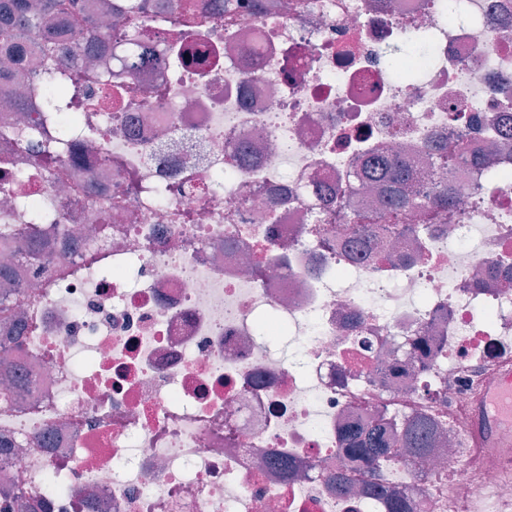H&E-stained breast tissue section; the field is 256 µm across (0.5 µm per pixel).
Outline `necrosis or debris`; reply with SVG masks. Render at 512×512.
Returning a JSON list of instances; mask_svg holds the SVG:
<instances>
[{
    "label": "necrosis or debris",
    "instance_id": "4bbe7bcc",
    "mask_svg": "<svg viewBox=\"0 0 512 512\" xmlns=\"http://www.w3.org/2000/svg\"><path fill=\"white\" fill-rule=\"evenodd\" d=\"M157 0L124 13L117 47L146 45L130 76L104 53L83 78L80 126L60 161L39 162L11 131L45 122L0 112V228L67 224L69 243L23 264L11 296L24 330L0 329V512H383L370 483L410 512H468L478 490L512 504V476L473 447L480 379L512 357V151L497 174L468 157L512 133V0ZM427 32L429 65L393 75L402 24ZM201 65L169 61L179 42ZM147 98L110 124L103 91ZM439 140L465 186L447 220L410 213L387 244L407 261L333 249L348 219L379 209L360 162L404 151L428 193ZM251 163L215 186L230 155ZM34 176L24 195L16 178ZM345 217L311 231L321 199ZM438 427L427 456L401 447L362 472L340 441L355 417ZM288 456L292 473L266 465ZM351 479L340 493L335 476ZM64 487L44 491L45 479Z\"/></svg>",
    "mask_w": 512,
    "mask_h": 512
}]
</instances>
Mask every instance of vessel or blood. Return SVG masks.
<instances>
[{
  "label": "vessel or blood",
  "mask_w": 512,
  "mask_h": 512,
  "mask_svg": "<svg viewBox=\"0 0 512 512\" xmlns=\"http://www.w3.org/2000/svg\"><path fill=\"white\" fill-rule=\"evenodd\" d=\"M512 361L498 364L484 379L481 394L468 416V430L475 446L489 449L499 465L512 473Z\"/></svg>",
  "instance_id": "obj_1"
}]
</instances>
